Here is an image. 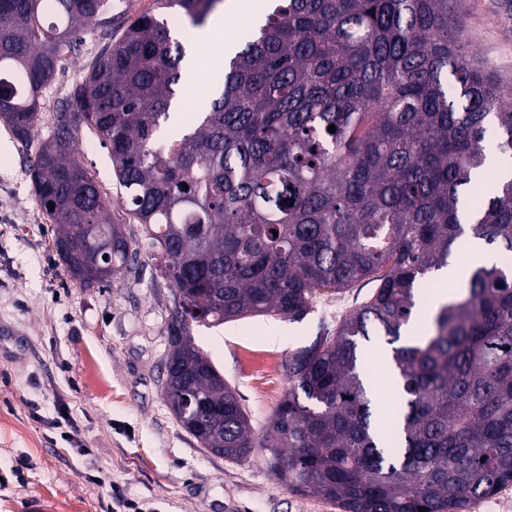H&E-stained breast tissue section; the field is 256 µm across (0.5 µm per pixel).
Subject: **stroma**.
<instances>
[{"label": "stroma", "mask_w": 512, "mask_h": 512, "mask_svg": "<svg viewBox=\"0 0 512 512\" xmlns=\"http://www.w3.org/2000/svg\"><path fill=\"white\" fill-rule=\"evenodd\" d=\"M473 59L495 82L512 86V0H453ZM253 23L224 15L221 42L198 48L201 73L185 89L181 122H191L224 72V46ZM101 30L80 34L42 89L33 135L20 141L0 120V512H112L99 471L158 512H335L289 491L261 454L241 463L207 451L175 420L161 392L166 326L174 291L158 247L124 206L110 151L87 126L72 132L79 161L111 197L112 221L136 256L107 286L73 280L54 247L55 226L33 189L31 168L51 139L56 114L107 44ZM372 285L325 293L302 319L247 317L196 324L192 334L236 390L255 435H262L288 390L289 353L309 345L362 306ZM391 347L372 337L365 363L375 407L396 409L387 376ZM75 426L88 456L63 440Z\"/></svg>", "instance_id": "obj_1"}]
</instances>
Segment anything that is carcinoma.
Returning <instances> with one entry per match:
<instances>
[{
	"instance_id": "carcinoma-1",
	"label": "carcinoma",
	"mask_w": 512,
	"mask_h": 512,
	"mask_svg": "<svg viewBox=\"0 0 512 512\" xmlns=\"http://www.w3.org/2000/svg\"><path fill=\"white\" fill-rule=\"evenodd\" d=\"M220 2L158 0L194 28ZM79 28L112 29L105 0H0V118L19 140ZM182 58L166 22L130 23L56 113L31 172L55 247L72 244L59 258L99 286L134 249L72 130L109 148L120 203L179 296L162 386L175 420L229 461L264 449L288 490L340 512H465L511 483L512 88L474 65L449 0H271L224 53L195 125L174 132ZM467 232L498 261L471 271L427 334L402 339L426 276ZM364 280L376 283L364 305L288 355V392L254 437L192 324L299 320ZM373 335L392 345L398 386L385 428L363 372Z\"/></svg>"
}]
</instances>
